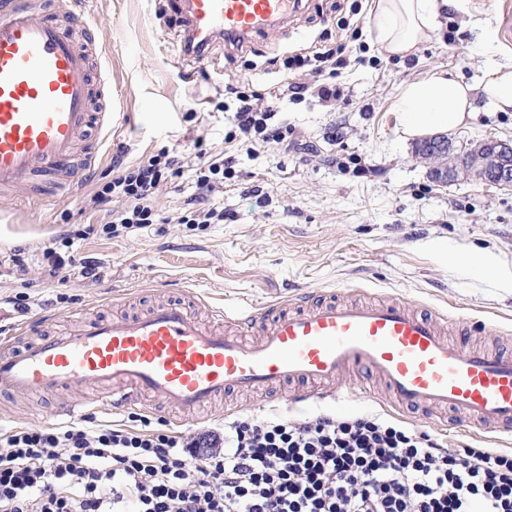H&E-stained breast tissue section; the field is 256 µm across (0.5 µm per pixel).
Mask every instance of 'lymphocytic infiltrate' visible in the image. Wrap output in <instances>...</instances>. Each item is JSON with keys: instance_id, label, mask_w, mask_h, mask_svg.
<instances>
[{"instance_id": "obj_1", "label": "lymphocytic infiltrate", "mask_w": 512, "mask_h": 512, "mask_svg": "<svg viewBox=\"0 0 512 512\" xmlns=\"http://www.w3.org/2000/svg\"><path fill=\"white\" fill-rule=\"evenodd\" d=\"M324 45L296 54L288 70L310 68L300 84L327 103L336 97L330 66L342 65ZM239 132L268 144L283 139L270 126L274 104L257 109L259 92L240 91ZM174 148L126 164L112 158V179L87 196L84 209L106 237L154 223L156 192L180 174ZM221 155L199 151L196 191L183 224H220L208 203L224 171ZM122 201L114 209L113 201ZM72 234L45 249L44 274L66 283L101 277L97 262L76 263ZM0 512H512V455L489 448H454L403 422L363 414L310 420L241 416L222 434L189 429H125L84 422L33 425L0 432Z\"/></svg>"}]
</instances>
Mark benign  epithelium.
Wrapping results in <instances>:
<instances>
[{"mask_svg": "<svg viewBox=\"0 0 512 512\" xmlns=\"http://www.w3.org/2000/svg\"><path fill=\"white\" fill-rule=\"evenodd\" d=\"M454 147L444 135L426 138L418 148V155L430 161V177L446 184L454 181L459 172L473 174L477 179L494 186L512 187V142L487 139L465 151L466 162L448 166L444 159Z\"/></svg>", "mask_w": 512, "mask_h": 512, "instance_id": "obj_1", "label": "benign epithelium"}]
</instances>
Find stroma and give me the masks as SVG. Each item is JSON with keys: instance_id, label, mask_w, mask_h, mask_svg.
<instances>
[{"instance_id": "obj_1", "label": "stroma", "mask_w": 512, "mask_h": 512, "mask_svg": "<svg viewBox=\"0 0 512 512\" xmlns=\"http://www.w3.org/2000/svg\"><path fill=\"white\" fill-rule=\"evenodd\" d=\"M512 0H467L443 12L440 25L414 53H386L368 26L370 0H303L295 17L271 28L246 48L214 41L205 64L164 62L178 39L172 0H81L95 47L112 75V102L122 117L102 140L101 162L87 173L75 198L35 200L0 208V332L22 322L9 297L26 295L32 313L49 311L63 329L112 311L137 313L156 299L192 292L209 306L274 303L294 289L330 291L337 299L389 297L418 311L454 319L450 333L469 346H512V187L459 175L434 182L402 136L396 102L402 85L435 70L476 83L493 63L512 60V40L497 16ZM341 46L348 64L338 70L340 95L325 107L316 99L285 94L289 56L321 42ZM281 94L272 119L285 145L252 148L230 121L237 101L228 84ZM455 146L476 140H512V112H477L449 132ZM200 144L233 165L210 198L224 209L221 224L176 223L194 191L193 173L172 178L157 192L161 223L136 235L94 233L76 241V262L102 266L96 282L70 278L50 283L42 252L64 231L85 230V197L112 177V156L126 146L133 164L164 148ZM260 187L252 195L251 187ZM23 250L26 271L11 261ZM494 255L501 272L486 271ZM124 293L110 302L111 292ZM351 397L342 404L291 408L297 385L271 392L228 393L203 410L197 425H219L226 411L258 417L304 419L324 411L339 417L386 415V391L354 373L345 379ZM71 387L53 395L0 396V429L50 422L54 408L79 396ZM397 419L452 446L493 447V440L443 410L400 411Z\"/></svg>"}]
</instances>
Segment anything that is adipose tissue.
<instances>
[{
  "instance_id": "adipose-tissue-1",
  "label": "adipose tissue",
  "mask_w": 512,
  "mask_h": 512,
  "mask_svg": "<svg viewBox=\"0 0 512 512\" xmlns=\"http://www.w3.org/2000/svg\"><path fill=\"white\" fill-rule=\"evenodd\" d=\"M458 0H372L369 26L377 43L393 55H407L429 39L447 5ZM512 112V65L494 64L476 84L449 71H435L404 85L398 95L405 136L464 125L475 112Z\"/></svg>"
}]
</instances>
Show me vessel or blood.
I'll use <instances>...</instances> for the list:
<instances>
[{
	"mask_svg": "<svg viewBox=\"0 0 512 512\" xmlns=\"http://www.w3.org/2000/svg\"><path fill=\"white\" fill-rule=\"evenodd\" d=\"M44 0H0V199L49 197L94 168L90 129L111 136L116 111L106 69L75 46ZM181 56L204 59L213 40L244 45L299 7L298 0H177ZM296 307L210 310L203 324L168 299L141 315L85 320L44 337L46 316L29 319L20 348L0 336V393L106 390L113 413L161 401L192 415L227 390L268 391L309 383L304 405L340 399L341 378L375 377L387 402L464 412L485 430L512 426V351H485L447 338V316L420 315L398 300L339 301L311 291ZM99 398L68 402L56 416L82 419Z\"/></svg>",
	"mask_w": 512,
	"mask_h": 512,
	"instance_id": "vessel-or-blood-1",
	"label": "vessel or blood"
}]
</instances>
